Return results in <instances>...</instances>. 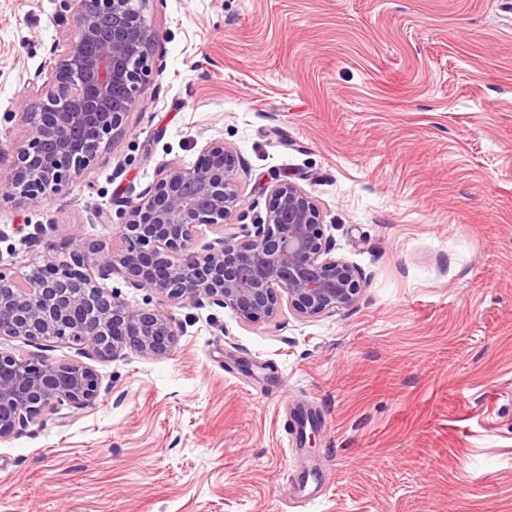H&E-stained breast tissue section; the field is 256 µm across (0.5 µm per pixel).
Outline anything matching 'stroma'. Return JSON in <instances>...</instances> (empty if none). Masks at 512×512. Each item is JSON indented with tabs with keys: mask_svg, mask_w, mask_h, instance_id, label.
<instances>
[{
	"mask_svg": "<svg viewBox=\"0 0 512 512\" xmlns=\"http://www.w3.org/2000/svg\"><path fill=\"white\" fill-rule=\"evenodd\" d=\"M65 0H0V148ZM152 81L54 203L0 200L17 272L207 141L245 201L289 178L365 289L346 312L241 322L174 307L164 357L93 361L97 402L0 443V512H512V0H148ZM111 212L99 223L95 211ZM42 234L27 248L24 234ZM310 420L314 444L287 429ZM314 474L300 503L286 480Z\"/></svg>",
	"mask_w": 512,
	"mask_h": 512,
	"instance_id": "1",
	"label": "stroma"
}]
</instances>
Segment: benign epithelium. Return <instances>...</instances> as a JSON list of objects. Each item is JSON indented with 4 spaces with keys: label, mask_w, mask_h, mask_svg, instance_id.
Returning a JSON list of instances; mask_svg holds the SVG:
<instances>
[{
    "label": "benign epithelium",
    "mask_w": 512,
    "mask_h": 512,
    "mask_svg": "<svg viewBox=\"0 0 512 512\" xmlns=\"http://www.w3.org/2000/svg\"><path fill=\"white\" fill-rule=\"evenodd\" d=\"M146 2H74L62 59L28 80L39 101L22 113L28 138L11 148L1 198L22 205L53 201L125 129L152 74L156 35ZM239 167L236 151L207 141L192 166L160 169L150 188L119 200L125 222L118 253L106 241L88 243L72 232L61 252L20 277L0 252V336L22 337L35 347L25 354L0 350V442L46 412L98 400L96 370L48 356L50 343L102 361L131 353L163 357L177 344L176 305L228 307L245 323L264 324L285 304L302 318L358 304L361 272L332 255L320 211L296 183L281 179L262 187L269 196L265 217L247 238L238 237L229 218L245 201ZM199 224L216 226L218 234L202 253L194 248ZM119 271L133 287L152 288L163 305L141 308L122 299L107 284Z\"/></svg>",
    "instance_id": "1"
}]
</instances>
